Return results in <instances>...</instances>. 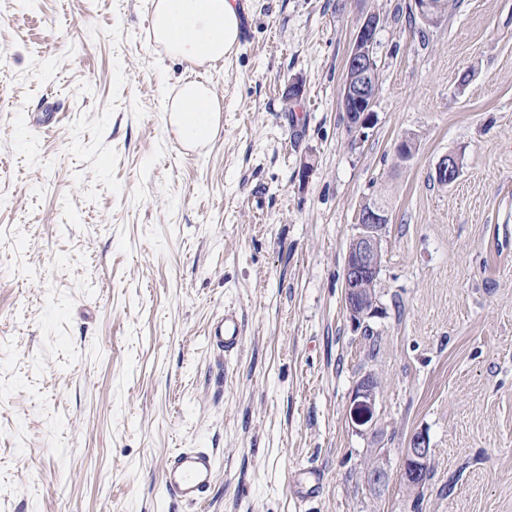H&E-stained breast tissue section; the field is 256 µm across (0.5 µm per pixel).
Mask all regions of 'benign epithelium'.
I'll list each match as a JSON object with an SVG mask.
<instances>
[{
    "mask_svg": "<svg viewBox=\"0 0 512 512\" xmlns=\"http://www.w3.org/2000/svg\"><path fill=\"white\" fill-rule=\"evenodd\" d=\"M414 11L427 24L441 17L437 0H414ZM379 23L380 17L374 12L361 17L340 87L341 109L346 114L349 131L354 134H364V130L375 123L372 107L378 91L375 35ZM460 172L459 158L450 153L439 161L436 178L447 185L456 181ZM389 221V211L377 199L365 203L358 214L357 232L349 244L344 274L345 308L357 326L378 311L374 288L381 271L383 232ZM376 398V383L370 377L363 378L351 398L350 418L354 425H372ZM429 460L427 437L417 432L406 449L405 467L411 470L414 478L428 466Z\"/></svg>",
    "mask_w": 512,
    "mask_h": 512,
    "instance_id": "1",
    "label": "benign epithelium"
}]
</instances>
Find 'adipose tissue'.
Returning a JSON list of instances; mask_svg holds the SVG:
<instances>
[{
	"label": "adipose tissue",
	"instance_id": "1",
	"mask_svg": "<svg viewBox=\"0 0 512 512\" xmlns=\"http://www.w3.org/2000/svg\"><path fill=\"white\" fill-rule=\"evenodd\" d=\"M237 0H153L155 42L173 59L204 65L224 59L238 45ZM180 146L210 143L220 128V106L209 82H182L170 107Z\"/></svg>",
	"mask_w": 512,
	"mask_h": 512
}]
</instances>
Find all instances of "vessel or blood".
<instances>
[{
	"label": "vessel or blood",
	"instance_id": "obj_1",
	"mask_svg": "<svg viewBox=\"0 0 512 512\" xmlns=\"http://www.w3.org/2000/svg\"><path fill=\"white\" fill-rule=\"evenodd\" d=\"M209 344L230 355L237 352L243 339V327L236 311L225 309L207 331ZM216 458L205 448H180L165 461L162 482L178 503L190 507L202 505L216 476Z\"/></svg>",
	"mask_w": 512,
	"mask_h": 512
}]
</instances>
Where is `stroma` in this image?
Here are the masks:
<instances>
[{
    "label": "stroma",
    "mask_w": 512,
    "mask_h": 512,
    "mask_svg": "<svg viewBox=\"0 0 512 512\" xmlns=\"http://www.w3.org/2000/svg\"><path fill=\"white\" fill-rule=\"evenodd\" d=\"M238 5L236 51L192 67L156 45L152 0H0V512H191L162 485L174 448L216 457L203 512H512V0L430 26L413 0ZM369 11L376 122L354 139L339 89ZM187 76L222 107L195 151L168 119ZM375 197L379 312L357 329L344 270ZM227 307L232 355L206 338ZM376 383L370 377L363 378L356 386L351 398L350 418L358 427L373 423L377 398ZM430 454L431 452L426 435L423 432H416L411 437L409 448H406L405 454V468H409L412 471L409 478H407V475L405 474L409 485L413 484L410 482V478H415L422 470L428 466ZM429 474V467H427L425 472L420 476L419 485L427 480Z\"/></svg>",
    "instance_id": "1"
}]
</instances>
